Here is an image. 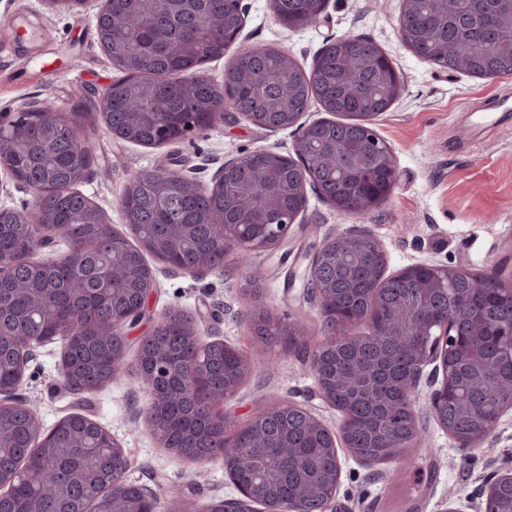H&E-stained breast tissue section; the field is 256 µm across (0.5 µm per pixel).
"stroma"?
I'll list each match as a JSON object with an SVG mask.
<instances>
[{
	"label": "stroma",
	"instance_id": "35a3bbf8",
	"mask_svg": "<svg viewBox=\"0 0 512 512\" xmlns=\"http://www.w3.org/2000/svg\"><path fill=\"white\" fill-rule=\"evenodd\" d=\"M245 14L239 43L275 47L303 67H311L326 43L364 36L387 53L403 83V92L375 121L391 147L398 184L366 216L354 219L334 211L308 191L299 226L288 237V261L279 252H255L242 264L227 252L223 268L201 275L174 272L149 258L156 286L142 317L127 326L126 351L117 377L99 391L76 401L64 383L63 343L35 348L19 387L44 429L72 412L82 413L111 431L129 459L127 476L157 492L161 504L191 502L196 507L237 497V488L219 461L176 457L156 441L145 418L146 395L134 383L138 341L170 309L200 322L201 339H223L256 357L238 391L224 403L236 422L291 399L309 408L331 430L343 415L317 394L307 358L299 350L256 342L241 314L247 308L246 278L260 276L263 295L278 317L319 323L316 305L303 297V273L313 249L339 231L363 227L381 242L388 272L417 263L460 265L474 272L496 266L512 272V118L498 134L477 135L470 113L485 98L512 100V76L479 79L431 65L405 46L399 36L401 0H325L318 21L286 28L268 0H241ZM98 0L79 12L52 11L43 0H0V113L14 112L32 100L48 98L64 108L88 102L122 76L101 49L96 31ZM40 20L45 29L37 51L5 44L17 20ZM93 173L80 190L105 213L113 228L128 233L117 204L135 174L163 167L193 172L210 182L224 161L272 148L294 151L295 129L266 130L226 110L222 123L189 138L146 147L112 137L97 121ZM428 384L419 387L416 408L425 440L409 455L389 462L341 457L335 512H442L448 497L478 502L482 478L512 465V411L478 449L461 452L427 413Z\"/></svg>",
	"mask_w": 512,
	"mask_h": 512
}]
</instances>
